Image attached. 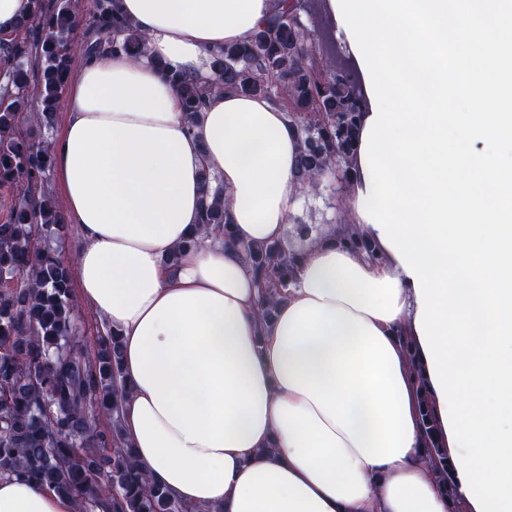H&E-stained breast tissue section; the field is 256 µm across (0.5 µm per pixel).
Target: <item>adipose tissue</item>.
Returning <instances> with one entry per match:
<instances>
[{"label":"adipose tissue","instance_id":"adipose-tissue-1","mask_svg":"<svg viewBox=\"0 0 512 512\" xmlns=\"http://www.w3.org/2000/svg\"><path fill=\"white\" fill-rule=\"evenodd\" d=\"M278 0H121L146 55L83 60L51 143L61 206L79 232L78 300L122 339V431L144 470L191 512H476L422 462L418 298L364 219L353 162L345 224L307 241L269 321L245 247L282 241L304 190L298 123L270 99L209 98L188 127L168 76L212 73ZM224 187L232 241L163 259L201 221L202 176ZM367 241L375 259L350 246ZM0 512H78L0 476Z\"/></svg>","mask_w":512,"mask_h":512}]
</instances>
